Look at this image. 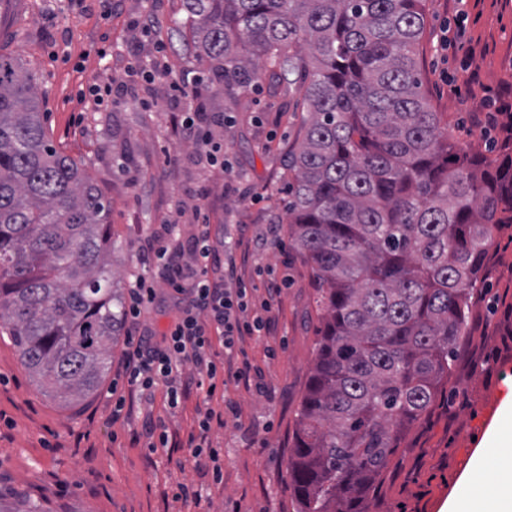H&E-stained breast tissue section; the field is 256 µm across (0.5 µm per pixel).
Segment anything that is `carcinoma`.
I'll return each instance as SVG.
<instances>
[{"label":"carcinoma","mask_w":512,"mask_h":512,"mask_svg":"<svg viewBox=\"0 0 512 512\" xmlns=\"http://www.w3.org/2000/svg\"><path fill=\"white\" fill-rule=\"evenodd\" d=\"M424 0H182L229 91L303 90L288 159L291 246L320 326L288 457L298 512H368L399 442L443 395L494 231L512 224V146L473 155L422 90ZM35 73L0 54V331L45 394L99 388L123 329L110 204L53 144Z\"/></svg>","instance_id":"cac0c4a2"}]
</instances>
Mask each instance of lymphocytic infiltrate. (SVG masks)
<instances>
[{"label": "lymphocytic infiltrate", "instance_id": "1", "mask_svg": "<svg viewBox=\"0 0 512 512\" xmlns=\"http://www.w3.org/2000/svg\"><path fill=\"white\" fill-rule=\"evenodd\" d=\"M199 122V113L183 110L178 120L183 141L194 144L213 165L223 166V141L201 131ZM140 261L151 274L136 277L128 292L125 318L137 321L150 307L156 298L154 283L158 280L174 287L181 297V307L174 323L162 335L130 336L119 374L123 385L109 390L110 416L116 420L129 413L130 395L150 394L159 387L164 390L168 414L176 413L189 394H196L206 410L197 420L196 432L189 434L187 446L197 465L211 469L215 480H222L220 451L208 439L217 417L210 404L229 377L253 380L257 391H265L262 380L252 379L249 361L236 358L234 352L244 337L260 334L271 316L264 312L252 320L243 319L248 307L247 288H229L212 278L220 257L212 243L209 224L199 225L186 248L161 246L144 253ZM217 343L222 345V352L214 351ZM189 364L194 367L190 373L185 370Z\"/></svg>", "mask_w": 512, "mask_h": 512}]
</instances>
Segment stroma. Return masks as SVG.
Instances as JSON below:
<instances>
[{
  "instance_id": "1",
  "label": "stroma",
  "mask_w": 512,
  "mask_h": 512,
  "mask_svg": "<svg viewBox=\"0 0 512 512\" xmlns=\"http://www.w3.org/2000/svg\"><path fill=\"white\" fill-rule=\"evenodd\" d=\"M153 10L162 22L181 16V0H0V54L22 59L37 74L40 107L54 145L81 162L111 203L119 244L112 270L129 288L143 268L139 256L155 237L190 240L209 221L212 240L234 259L229 288H250L249 312L271 302L266 331L240 347L268 386L228 381L235 412L213 425L221 448L222 482L196 465L189 449L149 451L143 430L163 416L186 440L195 401L167 416L164 392L134 397L128 418L109 417L107 389L123 360L120 336L102 389L81 406L43 396L16 349L0 339V494L20 495L43 512H297L289 489L288 454L297 410L314 358L319 325L308 267L289 249L286 159L303 120V91L277 93L268 80L227 96L190 41L142 34L136 20ZM418 47L423 88L448 137L469 153L487 155L497 131L475 128L486 90L512 82V0H425ZM150 64V79L127 77ZM199 75L194 110L224 141V167L179 141L172 127L184 100L171 82ZM113 89L112 106L89 96V85ZM279 243L265 241L268 225ZM512 417V224L499 225L476 284L471 310L442 398L400 441L369 512H446L462 474L472 473L476 498L489 494L499 468L476 469L474 451L497 439ZM203 492L200 504L173 497L177 483Z\"/></svg>"
}]
</instances>
